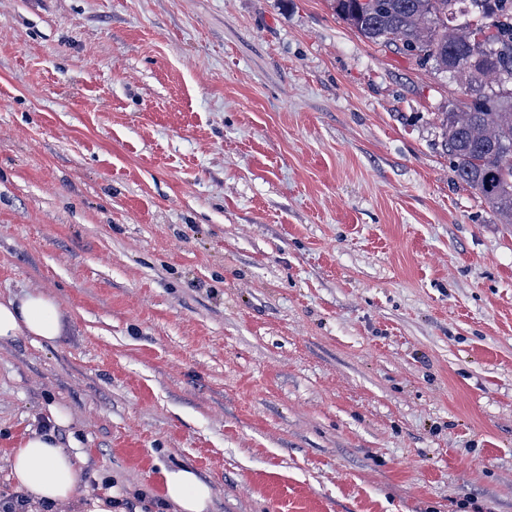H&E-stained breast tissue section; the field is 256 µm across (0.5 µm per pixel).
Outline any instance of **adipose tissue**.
I'll return each mask as SVG.
<instances>
[{
	"mask_svg": "<svg viewBox=\"0 0 512 512\" xmlns=\"http://www.w3.org/2000/svg\"><path fill=\"white\" fill-rule=\"evenodd\" d=\"M63 334L58 302L33 290L19 298L0 300V340L27 336L36 341L55 343ZM51 429L30 432L19 448L13 449L6 466L23 499L4 502L5 512H117L116 491H80L77 445H65L58 429L71 421L68 409L49 408ZM160 503L166 512H209L211 487L195 471L185 466L162 470Z\"/></svg>",
	"mask_w": 512,
	"mask_h": 512,
	"instance_id": "adipose-tissue-1",
	"label": "adipose tissue"
}]
</instances>
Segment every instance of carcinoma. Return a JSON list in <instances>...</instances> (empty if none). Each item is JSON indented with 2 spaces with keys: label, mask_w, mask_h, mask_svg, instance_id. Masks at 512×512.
<instances>
[{
  "label": "carcinoma",
  "mask_w": 512,
  "mask_h": 512,
  "mask_svg": "<svg viewBox=\"0 0 512 512\" xmlns=\"http://www.w3.org/2000/svg\"><path fill=\"white\" fill-rule=\"evenodd\" d=\"M366 39L394 45L465 85L468 103L440 113L457 177L512 224V0H333ZM488 32L472 43L469 33Z\"/></svg>",
  "instance_id": "carcinoma-1"
}]
</instances>
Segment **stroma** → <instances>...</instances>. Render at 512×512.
<instances>
[{
    "label": "stroma",
    "mask_w": 512,
    "mask_h": 512,
    "mask_svg": "<svg viewBox=\"0 0 512 512\" xmlns=\"http://www.w3.org/2000/svg\"><path fill=\"white\" fill-rule=\"evenodd\" d=\"M464 86L330 0H0V501L62 405L140 512H512V224L460 182ZM63 328L58 302L41 291L0 300V340L27 336L54 344L62 336ZM163 491L156 508L172 511L150 512H210L213 493L211 487L195 471L178 466L161 472ZM161 503V504H160Z\"/></svg>",
    "instance_id": "stroma-1"
}]
</instances>
